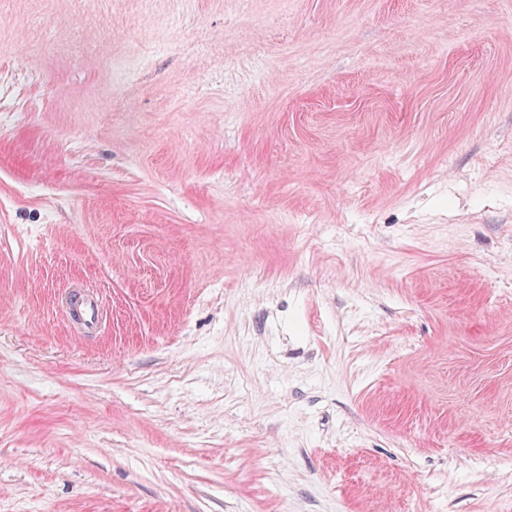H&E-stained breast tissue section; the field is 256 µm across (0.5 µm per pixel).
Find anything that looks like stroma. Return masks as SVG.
<instances>
[{
	"instance_id": "1",
	"label": "stroma",
	"mask_w": 512,
	"mask_h": 512,
	"mask_svg": "<svg viewBox=\"0 0 512 512\" xmlns=\"http://www.w3.org/2000/svg\"><path fill=\"white\" fill-rule=\"evenodd\" d=\"M0 512H512V0H0ZM68 309L70 318L83 330L90 332L96 328L99 320V304L93 296L80 293Z\"/></svg>"
}]
</instances>
